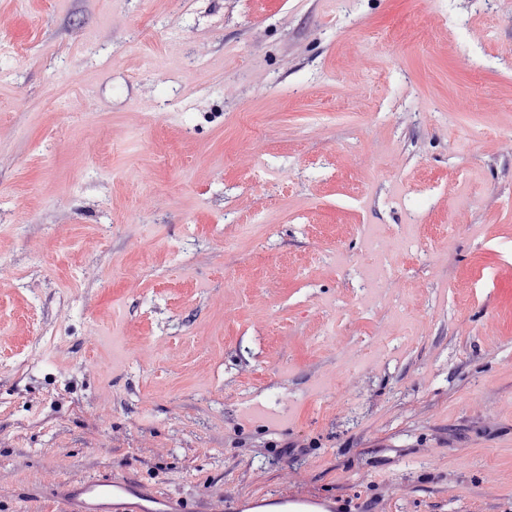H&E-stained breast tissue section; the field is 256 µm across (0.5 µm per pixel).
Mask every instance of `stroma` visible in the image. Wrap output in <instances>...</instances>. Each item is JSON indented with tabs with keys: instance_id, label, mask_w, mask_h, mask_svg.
<instances>
[{
	"instance_id": "35a3bbf8",
	"label": "stroma",
	"mask_w": 512,
	"mask_h": 512,
	"mask_svg": "<svg viewBox=\"0 0 512 512\" xmlns=\"http://www.w3.org/2000/svg\"><path fill=\"white\" fill-rule=\"evenodd\" d=\"M510 282L512 0H0V512H512ZM73 489L80 495L91 500H112V497L121 493H131L132 486L123 478L113 475H99L84 479L79 482L70 483Z\"/></svg>"
}]
</instances>
